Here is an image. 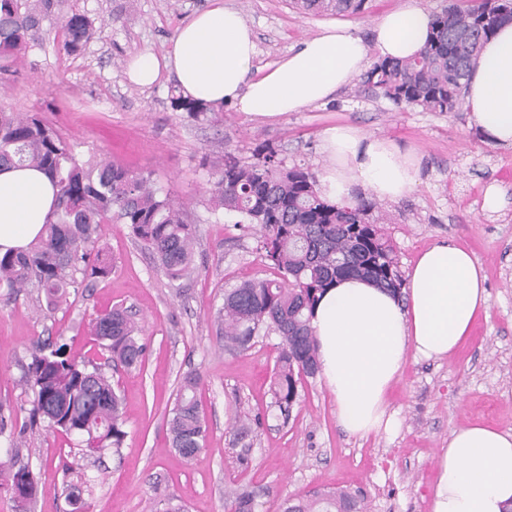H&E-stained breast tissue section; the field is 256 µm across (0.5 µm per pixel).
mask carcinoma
<instances>
[{
	"label": "carcinoma",
	"instance_id": "cac0c4a2",
	"mask_svg": "<svg viewBox=\"0 0 512 512\" xmlns=\"http://www.w3.org/2000/svg\"><path fill=\"white\" fill-rule=\"evenodd\" d=\"M68 0H0V56L25 50L56 30L61 49L78 54L98 35L88 16L67 8ZM303 13L357 15L367 0H290ZM512 0H475L462 10L446 5L430 15L429 37L414 57L377 60L361 77L355 94L372 92L394 105L429 112L462 107L469 69L481 45L502 23L512 21L504 5ZM174 110L198 119L215 108L171 94ZM30 166L44 171L57 187L52 217L26 250L0 256V288L11 292L29 284L53 310L69 289L105 278L112 265L99 244V225L126 224L172 282L194 269L195 229L186 211L154 188L152 173H135L110 162L82 161L72 145L40 114L0 109V167ZM375 204L332 203L317 190L315 176L285 168L272 151L256 161L228 156L216 173L208 211L237 218L236 225L259 228V250L276 271L224 290L216 312L224 348L246 349L261 334L280 336L270 381L271 406L288 420L306 377L318 373V348L311 318L321 295L346 276L399 292L404 279L383 227L370 219ZM82 274L77 279L76 274ZM92 333L106 362L133 367L144 350L138 327L123 309L96 317ZM35 398L30 419L86 445L119 449L126 432L122 398L102 365L67 353L66 346L36 342L24 372ZM199 377L184 376L169 416L171 448L184 460L199 453L206 421L197 397ZM229 512H256L252 492L228 491ZM282 512H366L364 499L338 490L307 498H287Z\"/></svg>",
	"mask_w": 512,
	"mask_h": 512
}]
</instances>
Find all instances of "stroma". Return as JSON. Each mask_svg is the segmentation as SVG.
<instances>
[{
	"label": "stroma",
	"mask_w": 512,
	"mask_h": 512,
	"mask_svg": "<svg viewBox=\"0 0 512 512\" xmlns=\"http://www.w3.org/2000/svg\"><path fill=\"white\" fill-rule=\"evenodd\" d=\"M226 2L253 28L259 67L316 34L325 20L299 13L288 0ZM70 3L102 21L99 36L77 56L49 35L39 47L0 57V108L52 120L82 159L152 172L160 194L184 205L196 228L195 269L181 287L171 286L127 226L108 221L99 242L112 271L71 293L67 304L49 311L36 289H0V463L27 467L37 482L24 504L0 488V512H72L61 465L76 458L84 465L86 512H159L171 499L187 512H227L224 491L233 484L253 491L258 512H280L290 496L336 490L364 495L369 512H431L435 455L452 430L469 422L512 430V149L482 142L466 112L399 108L381 97H355L349 87L277 122L247 119L229 104L196 122L172 109L174 78L141 88L129 82L126 67L134 53L163 54L208 0ZM336 123L392 138L421 158L417 186L376 208L400 271L408 272L423 248L448 241L470 250L486 276L487 306L464 346L442 360L407 359L389 397L388 411L400 423L391 436H348L317 377L305 379L289 421H282L268 393L279 336L228 351L214 323L225 289L273 275L255 231L207 211L225 155L250 162L264 146L284 167L302 165L317 175L327 164L319 133ZM491 184L505 200L497 211L483 207ZM115 307L132 313L146 351L140 365L107 371L123 399L122 448L87 455L77 436L27 426L34 392L23 373L40 339L101 361L92 322ZM190 371L200 377L208 431L204 448L186 461L169 445L167 421ZM241 419L252 425L246 443L236 436ZM13 436L21 445L11 449L6 440Z\"/></svg>",
	"instance_id": "stroma-1"
}]
</instances>
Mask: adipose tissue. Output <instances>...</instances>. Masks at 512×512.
I'll use <instances>...</instances> for the list:
<instances>
[{
    "label": "adipose tissue",
    "mask_w": 512,
    "mask_h": 512,
    "mask_svg": "<svg viewBox=\"0 0 512 512\" xmlns=\"http://www.w3.org/2000/svg\"><path fill=\"white\" fill-rule=\"evenodd\" d=\"M429 15L417 0L382 14L364 41L345 21L323 25L271 67L255 66L252 28L224 0L178 28L163 55L130 58L128 80L140 87L173 75L183 97L219 108L233 104L249 119L274 121L325 103L365 73L370 57L405 59L428 37ZM469 126L483 142L512 147V21L483 43L466 84ZM328 159L318 190L339 203L358 191L395 202L417 184L420 159L393 139L335 124L323 129ZM57 189L39 169L0 168V254L27 249L51 216ZM486 277L465 248L436 243L406 274L401 293L354 278L337 281L320 298L311 320L320 375L336 398L348 435L388 434L396 422L388 393L408 356L440 360L469 338L485 309ZM431 512H512V431L482 423L454 429L437 459Z\"/></svg>",
    "instance_id": "1"
}]
</instances>
